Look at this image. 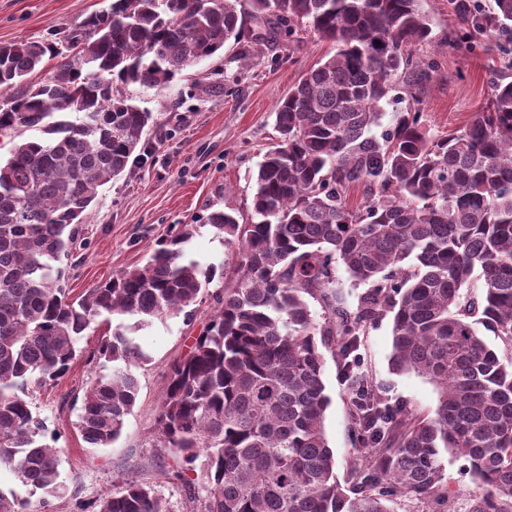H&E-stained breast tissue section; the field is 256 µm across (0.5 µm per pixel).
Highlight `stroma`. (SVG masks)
<instances>
[{"label": "stroma", "mask_w": 512, "mask_h": 512, "mask_svg": "<svg viewBox=\"0 0 512 512\" xmlns=\"http://www.w3.org/2000/svg\"><path fill=\"white\" fill-rule=\"evenodd\" d=\"M111 2L0 0V44L21 38L42 41L57 32H70ZM423 5L433 19L435 39L413 49L416 57L433 66L419 106L431 133L445 135L462 129L482 111L493 82L512 81V55L479 47L466 54L449 53L443 41L458 23L449 0H424ZM329 49L328 43L301 31L291 39L262 45L256 64L245 72L236 49L228 46L184 71L169 89L128 86L127 95L154 112L159 126L146 136L124 175L100 188L85 215L66 277L72 295H82L125 269L143 265L155 244L178 224L196 227L183 246L185 259L205 270L222 268L230 261V247L214 234L207 217L215 210L250 213V176L279 140L273 110ZM206 78L219 80L220 88L197 92V82ZM210 313L211 305L205 301L189 322L178 315L143 325L138 317H124L128 336L148 359L136 370L139 394L133 412L110 447L88 443L77 428L84 389L112 372L111 361L94 354L98 339L110 334L109 325H96L82 342L83 355L66 375L34 394L33 404L47 427L46 439L60 450L63 474L78 477L80 500L95 501L133 476L156 486L171 512H189L192 503L184 483L169 482L161 474L172 459L164 449L153 447L152 436L167 368L187 352ZM391 324L392 317L386 314L368 325L355 353V368L369 377L384 402L427 412L436 405V389L415 373L393 372ZM319 350L330 399L325 434L335 454L336 475L343 482L353 448L349 384L333 345H320ZM444 481L451 512H471L476 482L466 462H446Z\"/></svg>", "instance_id": "1"}]
</instances>
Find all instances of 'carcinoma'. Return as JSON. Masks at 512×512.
I'll return each mask as SVG.
<instances>
[{
	"label": "carcinoma",
	"instance_id": "obj_1",
	"mask_svg": "<svg viewBox=\"0 0 512 512\" xmlns=\"http://www.w3.org/2000/svg\"><path fill=\"white\" fill-rule=\"evenodd\" d=\"M475 2L454 0L451 53L472 51L479 36L502 50L500 36L512 34V0H495L492 15ZM422 3L114 0L59 41L0 44V135L45 134L14 144L0 163V467L41 492L34 504L0 488V512H53V500L77 497L31 397L66 374L86 331L102 316L190 321L205 296L209 322L168 368L153 435L175 460L167 479L181 482L182 466L199 464L201 482L186 483L199 512H390L396 497L450 512L445 462L460 458L481 485L471 512H512V82L494 83L456 134L435 137L409 107L376 138L391 93L417 103L430 79L412 54L432 41ZM300 28L334 53L276 105L281 141L251 176L250 217L208 215L234 248L221 287L209 290L213 272L184 258L196 225L183 224L144 265L70 297L66 261L84 213L157 125L126 87L165 88L230 41L247 69L258 46ZM47 57L61 58L58 68L28 82ZM360 186L366 201L351 207L348 192ZM339 264L370 285L354 312L334 289ZM476 271L482 291L471 299L463 289ZM386 312L393 368L435 386L427 414L391 409L353 372L359 336ZM328 341L351 377L350 495L324 431L318 343ZM95 352L112 374L87 387L78 429L105 448L123 433L139 391L132 368L147 356L121 322ZM93 512L170 510L153 485L130 477Z\"/></svg>",
	"mask_w": 512,
	"mask_h": 512
}]
</instances>
